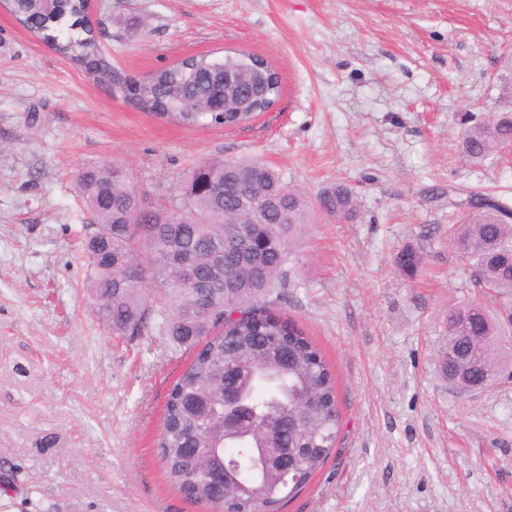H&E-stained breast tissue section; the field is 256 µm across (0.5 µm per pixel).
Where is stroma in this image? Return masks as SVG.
<instances>
[{"label":"stroma","mask_w":512,"mask_h":512,"mask_svg":"<svg viewBox=\"0 0 512 512\" xmlns=\"http://www.w3.org/2000/svg\"><path fill=\"white\" fill-rule=\"evenodd\" d=\"M113 68L143 80L241 50L282 78L247 125L142 111L0 9V512H203L158 456L191 360L148 331L107 333L85 288L86 167H126L174 205L199 163L257 158L308 202L275 314L336 375L335 451L279 512H512V375L461 393L438 366L448 311L512 308L448 246L447 190L512 201V153L470 162L467 117L498 110L512 0H102ZM344 183L353 221L320 192ZM420 252L415 274L396 263Z\"/></svg>","instance_id":"1"}]
</instances>
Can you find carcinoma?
<instances>
[{
  "instance_id": "cac0c4a2",
  "label": "carcinoma",
  "mask_w": 512,
  "mask_h": 512,
  "mask_svg": "<svg viewBox=\"0 0 512 512\" xmlns=\"http://www.w3.org/2000/svg\"><path fill=\"white\" fill-rule=\"evenodd\" d=\"M17 19L42 34L55 50L97 80L124 90L143 111L185 125L201 123L226 129L250 123L268 110L282 91L279 71L266 68L269 90L250 112L224 115L207 111L224 61L209 55L165 67L142 82L116 73L101 57L86 19L84 0H57L53 12L40 0H10ZM512 144V112H492L462 131L461 152L481 162ZM250 177L251 198L268 205L265 223L239 226L235 196L228 187ZM77 188L93 225L86 242V288L97 319L112 333H140L146 325L147 299L161 304L157 329L175 351H197L166 403L157 439L170 483L191 500L215 512H256L294 496L328 460L340 426L336 376L307 334L272 314L277 289L291 260V242L306 223L307 200L280 174L258 160H212L195 167L181 190L182 202L147 209L132 178H118L110 164L87 168ZM326 212L349 217L356 212L351 189L343 183L318 199ZM448 207L463 210L459 224L448 225V243L467 261L485 290L512 292V204L473 193L457 198L448 187ZM146 251L150 260L140 258ZM135 267L138 274L129 269ZM448 312V348L459 347L495 374L502 365L503 327L489 313L475 323ZM238 374L239 395L257 412L256 427L280 418H298L299 427L283 431L282 447L298 454V480L265 477L253 461L251 444L226 439L216 415L200 401H223L224 374ZM220 456L233 464L222 484L208 482L203 461Z\"/></svg>"
}]
</instances>
